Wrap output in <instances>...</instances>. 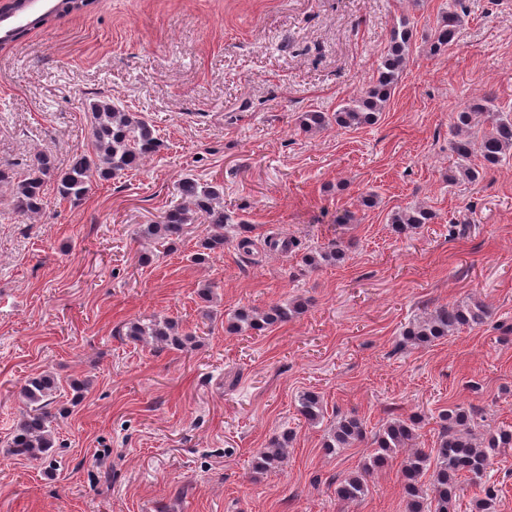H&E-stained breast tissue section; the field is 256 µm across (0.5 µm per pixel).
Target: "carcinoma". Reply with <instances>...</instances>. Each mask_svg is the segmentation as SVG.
I'll return each instance as SVG.
<instances>
[{
    "label": "carcinoma",
    "mask_w": 512,
    "mask_h": 512,
    "mask_svg": "<svg viewBox=\"0 0 512 512\" xmlns=\"http://www.w3.org/2000/svg\"><path fill=\"white\" fill-rule=\"evenodd\" d=\"M462 0L441 14L430 38V52L438 53L456 41L461 27L458 7ZM413 39L409 18L403 16L392 27L387 52L380 58L376 76L366 92L334 112H305L300 125L307 130H320L336 125L357 128L375 123L383 111L391 92L398 83L406 65ZM495 96L489 94L479 102H472L454 113L453 138L449 150L458 160L451 180L477 181L480 174L512 157V114L494 109ZM91 112L92 151L77 153L65 168L56 166L51 156L40 153L22 175L0 169V182L12 187L13 208L24 214L39 215L44 209L45 188L51 184L58 196L72 203L88 194L92 179L108 178L121 171L137 170L160 149L153 127L137 112H128L106 99L85 104ZM485 116L488 128L475 129L476 115ZM482 158L481 169L470 165L471 158ZM434 214L421 206L406 208L391 215L395 231L402 233L429 224ZM201 221L209 225L207 235L200 241L201 251L193 260L203 261L210 254L224 252L231 215L224 211L219 186L201 183L185 177L179 183V201L170 206L151 224L139 228V236L161 247L181 239L188 226ZM345 251L341 242L326 248L304 253L302 262L316 269L323 264L339 262ZM303 305L294 301L278 303L266 309L241 308L229 320L228 329L262 332L284 323L301 313ZM489 308L482 303L448 305L435 308L423 319L404 331L405 340L427 344L470 325H480L489 317ZM126 335L138 340L148 337L169 349L181 350L192 341V336L179 332L178 323L169 318L157 319L148 325L130 322ZM59 383L49 373L32 378L21 389L23 409L20 411L14 433L8 442L13 456L43 459L51 456L55 447L53 422L55 416L49 406L55 402ZM297 411L308 423H316L324 416L321 398L314 392L298 397ZM442 434L438 447L430 452L410 447L417 439V422L411 418L392 419L374 436V452L354 472L347 474L336 487V497L342 502L357 500L368 490V478L388 464L397 453L404 454L401 475L406 494L407 512H455L460 497L461 480L482 486L483 496L474 499V512H504L505 504L495 484L487 479L493 468V459L499 449L512 446V429H499L477 434L471 427L470 413L456 406L440 416ZM365 437L363 421L355 415L336 416L324 447L349 448ZM288 447V436L271 441L258 450L255 469L267 471L283 463Z\"/></svg>",
    "instance_id": "1"
}]
</instances>
